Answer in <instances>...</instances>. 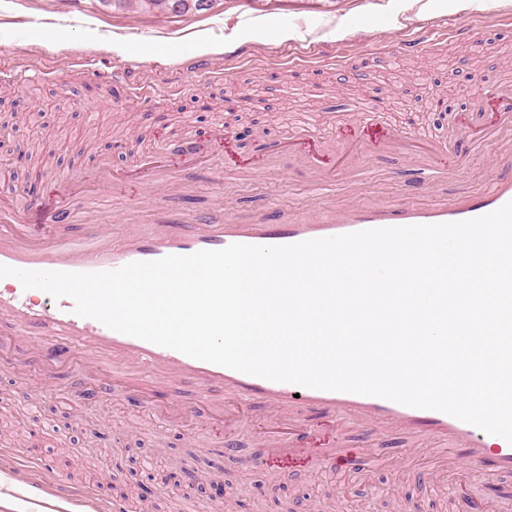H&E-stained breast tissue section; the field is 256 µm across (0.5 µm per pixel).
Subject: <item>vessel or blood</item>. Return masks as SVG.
Returning a JSON list of instances; mask_svg holds the SVG:
<instances>
[{"label":"vessel or blood","instance_id":"b4317fda","mask_svg":"<svg viewBox=\"0 0 512 512\" xmlns=\"http://www.w3.org/2000/svg\"><path fill=\"white\" fill-rule=\"evenodd\" d=\"M512 131V86L500 85L485 95ZM512 202V175L497 178L489 188L460 202L433 206L403 203L391 206L354 205L325 219L304 218L289 224H228L223 216L190 224L128 225L121 243L94 232L79 241H50L56 213L42 199L20 197L18 203L0 200V265L25 271L103 272L136 261L168 255H190L231 244L284 246L372 229L462 222L487 215ZM32 291L13 277L0 283V330L41 341L43 355L56 362L81 355L111 363L115 390L139 385L144 371L163 380L190 377L206 391L226 393L243 407L259 403L286 414L309 404L338 420L364 426L396 425L461 448L476 470L512 474V444L489 437L480 428L449 414L410 407L376 396L302 387L244 374L191 358L177 350L109 329L101 322L75 314L74 302L45 297L32 304ZM28 472L29 493L47 512H125L123 502H101L72 484L56 479L40 460L21 459Z\"/></svg>","mask_w":512,"mask_h":512}]
</instances>
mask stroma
<instances>
[{"mask_svg":"<svg viewBox=\"0 0 512 512\" xmlns=\"http://www.w3.org/2000/svg\"><path fill=\"white\" fill-rule=\"evenodd\" d=\"M500 0H214L182 16L102 0H0V192L28 184L30 163L8 164L10 151L42 149L53 170L38 194L69 176L60 236L78 240L90 227L119 239L130 214L163 224L169 210L157 191H138L140 165L153 157L181 189L179 210L192 218L220 211L238 223L289 220L352 202L437 203L483 190L503 170L496 146L469 153L458 175L423 188L410 161L367 152L365 183H334L305 166V145L334 153L376 100L387 103L366 135L387 128L448 140L481 136L494 115L482 111L472 81L512 84V24ZM482 22L468 41L404 44L413 33ZM395 54L381 60L379 49ZM315 52L313 67L286 58ZM211 62L205 81L188 64ZM152 85V99L132 90ZM224 131L225 141L215 139ZM196 138L205 157L184 162L173 147ZM284 152L269 163L267 147ZM128 183L89 196L84 182L101 163ZM108 370L77 358L47 364L38 346L0 335V448L48 460L54 475L94 489L104 500L148 483L161 468L191 467L231 497L226 512H512V475L448 467L453 448L400 428L370 432L337 425L304 405L293 417L314 429L301 447L271 460L276 425L257 404L214 412L200 386L183 378L110 395ZM89 389L94 405L74 401ZM369 457L344 469L316 460L331 445ZM286 473L276 481L275 471Z\"/></svg>","mask_w":512,"mask_h":512,"instance_id":"obj_1","label":"stroma"}]
</instances>
